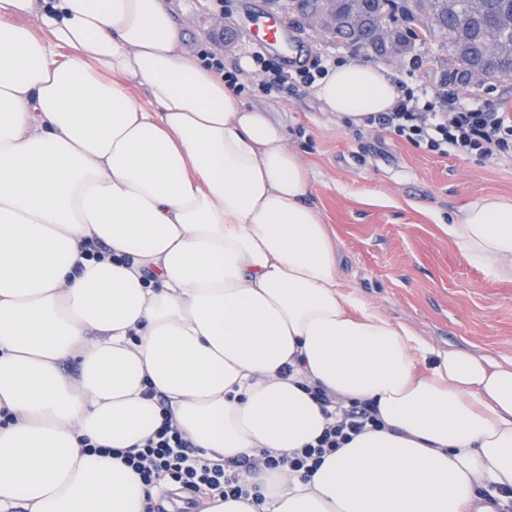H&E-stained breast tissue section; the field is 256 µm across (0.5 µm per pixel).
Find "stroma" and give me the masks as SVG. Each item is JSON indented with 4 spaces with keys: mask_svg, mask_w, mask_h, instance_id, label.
Masks as SVG:
<instances>
[{
    "mask_svg": "<svg viewBox=\"0 0 512 512\" xmlns=\"http://www.w3.org/2000/svg\"><path fill=\"white\" fill-rule=\"evenodd\" d=\"M186 18L185 43L221 53L239 70L248 106L269 112L288 130V145L310 173L307 203L331 225L341 278L360 288L388 316L437 345L472 354L512 357V280L469 264L441 226L465 202L487 195L512 199V163L486 166L443 157L374 125L354 126L322 111L313 87L285 93L258 89L240 71L253 44L244 35L269 0H167ZM288 32L302 63L360 60V53L324 38L294 16ZM447 48L433 38L403 61H387L406 87L440 92Z\"/></svg>",
    "mask_w": 512,
    "mask_h": 512,
    "instance_id": "1",
    "label": "stroma"
}]
</instances>
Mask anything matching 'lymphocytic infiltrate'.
Listing matches in <instances>:
<instances>
[{"mask_svg": "<svg viewBox=\"0 0 512 512\" xmlns=\"http://www.w3.org/2000/svg\"><path fill=\"white\" fill-rule=\"evenodd\" d=\"M253 58L259 68L258 86L266 92L312 84L325 71L318 61L292 69L262 51L255 52ZM373 121L389 134L442 156L483 164L512 158V113L497 100L473 108L454 97L446 99L425 90L417 94L409 89L394 111L375 115ZM312 394L324 410L326 426L314 442L292 452L266 450L257 458L213 462L166 418L141 447L124 452V463L149 486L163 480L179 490L195 494L215 491L225 498L249 499L262 505L264 499L246 482V473L285 467L308 479L325 456L339 451L354 436L382 426L377 409L370 403L346 406L333 401L318 386Z\"/></svg>", "mask_w": 512, "mask_h": 512, "instance_id": "f902f5d3", "label": "lymphocytic infiltrate"}]
</instances>
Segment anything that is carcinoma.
I'll use <instances>...</instances> for the list:
<instances>
[{
	"instance_id": "cac0c4a2",
	"label": "carcinoma",
	"mask_w": 512,
	"mask_h": 512,
	"mask_svg": "<svg viewBox=\"0 0 512 512\" xmlns=\"http://www.w3.org/2000/svg\"><path fill=\"white\" fill-rule=\"evenodd\" d=\"M331 5L338 13L358 11L371 25L379 20L393 26L405 23L399 33L408 49L416 40L441 38L448 47L446 77L463 85L468 70L487 60L502 16L512 15V0H482L474 11L468 0H432L428 12L421 0H331Z\"/></svg>"
}]
</instances>
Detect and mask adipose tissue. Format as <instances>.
<instances>
[{"label": "adipose tissue", "mask_w": 512, "mask_h": 512, "mask_svg": "<svg viewBox=\"0 0 512 512\" xmlns=\"http://www.w3.org/2000/svg\"><path fill=\"white\" fill-rule=\"evenodd\" d=\"M314 93L356 124L401 97L364 62ZM309 188L283 125L185 47L165 0H0V512H145L118 453L162 409L236 460L313 441L312 386L384 426L308 480L248 474L266 512H471L478 485L512 488V357L370 305ZM444 230L512 278V201Z\"/></svg>", "instance_id": "1"}]
</instances>
